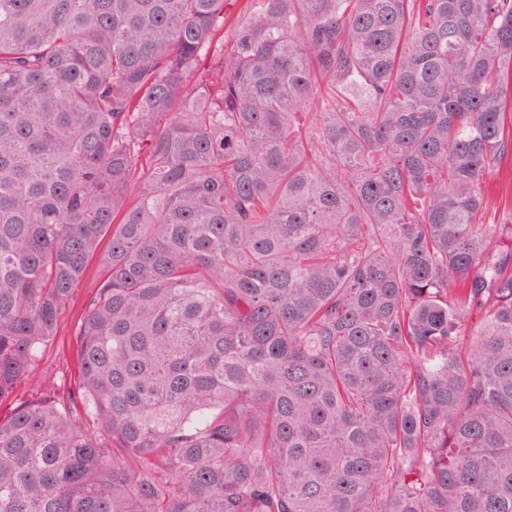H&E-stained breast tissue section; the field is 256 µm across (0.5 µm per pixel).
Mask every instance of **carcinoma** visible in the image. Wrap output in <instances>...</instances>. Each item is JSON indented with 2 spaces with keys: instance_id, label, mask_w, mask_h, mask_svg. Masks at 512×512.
I'll return each instance as SVG.
<instances>
[{
  "instance_id": "carcinoma-1",
  "label": "carcinoma",
  "mask_w": 512,
  "mask_h": 512,
  "mask_svg": "<svg viewBox=\"0 0 512 512\" xmlns=\"http://www.w3.org/2000/svg\"><path fill=\"white\" fill-rule=\"evenodd\" d=\"M512 0H0V512H512ZM93 286L92 280L84 281L79 285L77 288L78 305L63 313L59 320V336H56V339L49 344L32 372L18 382L13 395L16 401H25L34 397L49 381L60 385L68 380L71 372V361L67 353L62 352V346L68 347L72 342L80 304L93 292Z\"/></svg>"
}]
</instances>
